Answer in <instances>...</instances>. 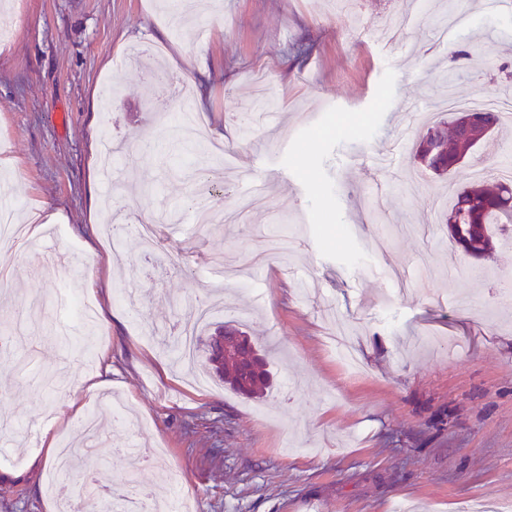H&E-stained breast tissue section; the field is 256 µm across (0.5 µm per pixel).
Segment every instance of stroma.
I'll return each instance as SVG.
<instances>
[{
	"mask_svg": "<svg viewBox=\"0 0 512 512\" xmlns=\"http://www.w3.org/2000/svg\"><path fill=\"white\" fill-rule=\"evenodd\" d=\"M485 0H441L384 34L409 0H196L173 28L159 0H7L0 45V197L18 221L42 209L56 223L20 245L0 279V324L26 322L0 360V512H58L47 456L57 429L78 444L96 411L109 446L70 490L98 492L134 474L157 493L179 489L194 512H462L472 499L512 502V238L476 259L448 238L445 216L464 185L496 181L512 159V125L439 178L412 158L408 137L375 192L367 155L397 137L394 101L447 117L446 91L512 97V7L487 20ZM467 27L433 35L457 13ZM178 75L224 165L173 140L171 115L146 97L157 67ZM277 109L250 136L238 116ZM126 160H101V135ZM215 167L224 221L146 252L135 234L105 242L95 210L147 224L179 210ZM483 168L475 177L474 168ZM262 207L236 212L251 180ZM288 228L289 267L269 255ZM373 256L368 268L354 254ZM92 295V364L68 353L56 324L71 294ZM220 297L205 333L231 317L266 349L272 386L248 399L215 377L195 380L154 327L190 324L195 298ZM125 402L127 422L110 417ZM165 451L130 467L125 448Z\"/></svg>",
	"mask_w": 512,
	"mask_h": 512,
	"instance_id": "35a3bbf8",
	"label": "stroma"
}]
</instances>
